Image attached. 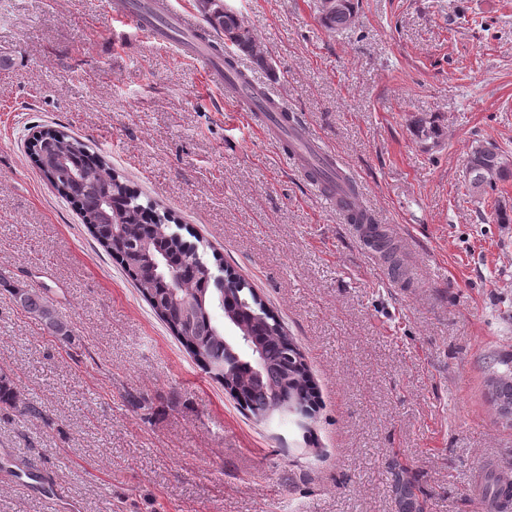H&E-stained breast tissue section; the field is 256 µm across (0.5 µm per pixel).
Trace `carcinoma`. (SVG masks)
Listing matches in <instances>:
<instances>
[{
    "instance_id": "carcinoma-1",
    "label": "carcinoma",
    "mask_w": 512,
    "mask_h": 512,
    "mask_svg": "<svg viewBox=\"0 0 512 512\" xmlns=\"http://www.w3.org/2000/svg\"><path fill=\"white\" fill-rule=\"evenodd\" d=\"M210 10L203 14L207 26L224 37L234 52L223 51L217 43L210 47L224 54V66L241 81L248 78L237 70L236 52L249 53L257 39L243 26L237 13L224 9L221 0H206ZM350 9L321 19L329 30L349 26ZM31 156L41 175L62 198L75 206L97 242L120 264L135 288L168 326L190 356L213 379L221 383L257 421L274 415L291 416L290 408L302 404L309 417L316 413V391L310 369L302 355L292 350L280 320L264 304L240 275L217 288L206 278L209 267L200 238L190 241L182 226L165 208L130 188L110 171L105 160L90 151L81 140L60 131L40 130L29 142ZM79 172L86 178L81 188L74 187L65 171ZM309 175L328 191L339 188L340 173L328 164H313ZM467 186L473 193L494 189L512 177V167L497 169L486 177L473 165L467 166ZM350 224L367 226L369 242L388 258L395 251L386 233L368 211L353 212ZM163 257L176 279L160 277L152 271L149 257ZM0 286L9 289L13 301L52 336L70 338L72 329L56 314L49 302L31 288L10 283L0 273ZM223 311L227 324H219L213 309ZM249 334L260 344L252 356L240 337ZM490 401L498 415L512 411V367L496 375L489 386ZM0 404L17 409L22 415L38 419L41 412L23 401L9 374L0 370Z\"/></svg>"
}]
</instances>
